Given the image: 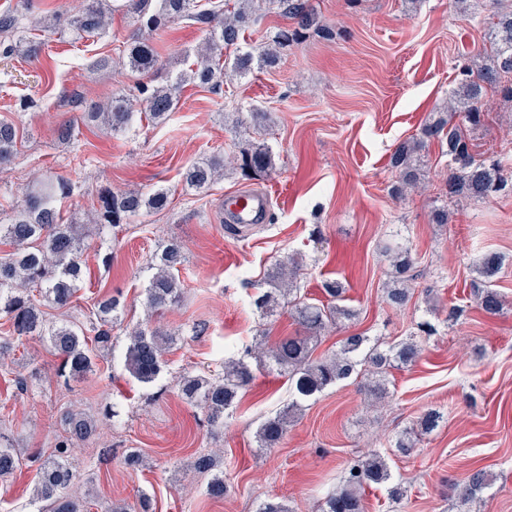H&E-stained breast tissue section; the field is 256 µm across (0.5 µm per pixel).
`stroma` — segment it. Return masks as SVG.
I'll list each match as a JSON object with an SVG mask.
<instances>
[{
    "instance_id": "1",
    "label": "stroma",
    "mask_w": 512,
    "mask_h": 512,
    "mask_svg": "<svg viewBox=\"0 0 512 512\" xmlns=\"http://www.w3.org/2000/svg\"><path fill=\"white\" fill-rule=\"evenodd\" d=\"M312 3L326 33L283 49L276 67L225 79L218 92L186 85L164 123L142 121L114 135L82 125L62 140L58 131L89 104L132 85L120 62L131 34L125 15L114 13L102 38L32 32L43 45L38 57L0 59V119L12 122L19 137L17 154L0 167V224L32 181L51 172L80 186L67 205L79 221L105 185L116 192H172L166 209L130 217L111 248L89 238L87 275L73 308L49 312L55 320H80L99 294H111L123 316L112 331L111 352L98 355L87 378L63 388L47 345L24 341L0 368V427L13 434L22 454L45 455L62 410L98 418L93 443L73 451L91 477V494L132 503L146 490L154 512H258L271 497L289 502L294 512H321L326 492L350 461L403 433L415 451L390 466L407 495L392 504L384 488H369L366 512H462L457 488L478 468L492 482L471 512H512V195L449 201L442 194L448 159L434 143L422 153L424 188L400 200L388 192L390 153L452 102L459 83L455 63L482 49L487 12L479 0L465 13L455 0ZM153 42L161 66L157 81L164 84L192 68L203 34L177 21L156 32ZM103 55L112 57L111 70H93ZM238 107L268 114L275 169L244 180L228 168L210 189L184 190L187 165L257 143V135L226 126L225 113ZM474 138L482 151L512 159V103L490 105ZM239 188L266 192L272 201L268 223L245 236L223 219L225 194ZM443 206L453 213L451 223H433L434 210ZM393 232L418 256L414 296L401 310L389 307L383 294L390 268L379 243ZM173 239L185 247L184 294L160 322L178 341L158 380L145 387L124 368L126 336L146 321V263ZM294 253L305 257L302 283L309 297L321 298L322 283L336 279L346 287L347 305L359 312L350 329L321 336L316 354L337 350L350 331L386 344L424 320L434 332L424 337L416 364L391 370L384 402L366 406L358 380L338 383L303 401L281 443L264 450L255 432L292 404L287 376L255 368L253 384L217 431L181 399L179 380L188 371L221 370L236 346L292 332L287 309L261 317L251 296L269 265ZM487 253L504 258L496 277L504 306L495 316L477 310L472 296L474 266ZM453 307L459 310L454 320L448 317ZM35 367L41 382L18 392L16 378ZM109 406L117 415L107 421ZM430 409L444 419L424 433L417 420ZM133 449L145 458L135 471L123 463ZM213 452L224 459L230 487L219 501L206 496L207 477L192 466L196 455Z\"/></svg>"
}]
</instances>
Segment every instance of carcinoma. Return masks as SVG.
Segmentation results:
<instances>
[{"instance_id":"1","label":"carcinoma","mask_w":512,"mask_h":512,"mask_svg":"<svg viewBox=\"0 0 512 512\" xmlns=\"http://www.w3.org/2000/svg\"><path fill=\"white\" fill-rule=\"evenodd\" d=\"M289 26L279 29L254 56L242 50L245 33L257 22L259 0H224L222 9L200 7L196 0H126L127 12L134 31L125 46L123 64L137 79L136 89L143 96L144 115L153 123L167 119L178 103L177 93L187 79L199 86L216 88L224 81V70L244 77L254 68L270 67L278 62L281 49L297 44L309 31H320L322 25L311 0H271ZM490 26L489 48L479 60L461 67L455 93L456 106L438 112L425 123L418 134L399 143L389 156V166L397 181L392 193L402 197L415 190L423 181L421 151L430 143L440 145L448 156V179L444 190L454 202L485 200L512 193V167L500 160L476 159L475 144L470 131L480 127L485 119V99L488 91L512 102V5L503 0H486ZM112 20L108 0H83L77 13L68 17L53 15L48 25L40 19L35 26L55 29L62 26L72 34L95 37L106 33ZM174 20H187L204 34V52L199 54L191 74H180L173 84L156 85L159 56L151 40L154 32ZM42 43L22 34L20 19L12 12L0 14V57L23 54L35 57ZM236 53L228 64L224 51ZM129 99L114 96L103 105L86 113L87 121L99 123L110 133H121L135 122ZM18 134L13 123L0 120V165L11 161L17 151ZM240 171L247 179L260 177L273 168L272 152L258 146L229 160L212 158L185 169L182 181L189 189L208 187L214 176L226 164ZM78 186L62 175H49L34 181L22 201L16 203L10 223L0 224V316L7 318L9 328L0 336V367L6 357L15 352L22 341L38 338L47 342L60 359L56 376L64 383L85 378L93 372L95 358L112 350V329L118 322V303L108 296L93 304L89 323L53 322L46 318L40 300L58 309L72 304L86 267L82 256L86 224H68L61 210L62 202L76 195ZM170 200V190L159 188L150 193H114L109 187L97 193V207L87 215L99 233L120 228L127 219L145 209L161 211ZM383 256L392 268V286L386 291V301L393 308H403L412 299L411 284L418 278L416 259L399 239L392 237L382 247ZM184 262L183 246L171 240L162 252L150 257L148 268L152 276L144 289L145 307L155 315L178 305L183 284L174 270ZM501 265L496 253L487 254L476 268L474 301L478 309L495 316L503 309L502 295L496 289L495 277ZM300 262L296 259L275 263L266 273L267 289L253 299L255 309L268 315L286 304L295 333L274 341L243 344L234 358L224 363V371H203L182 376L179 391L184 400L198 407L214 428L224 427V418L238 406L240 392L254 380L251 362H267L283 370L296 395L288 410L266 419L258 428L256 439L261 448L276 447L287 432L292 413L299 410V401L306 400L327 387L353 376L361 379L365 394L381 399L387 394L381 375L395 365H412L422 353V345L413 338L381 347L368 344V338L351 334L342 341L339 351L319 358L313 356L311 341L344 321L356 318V311L342 304L344 287L339 281L325 283L328 304H315L301 295L297 284ZM172 333L160 326L146 325L127 336L125 370L137 382L154 383L164 366V355L175 344ZM61 433L56 436L50 456H32L37 464L34 499L50 503L49 512H91L89 501L76 495L84 476L72 458L75 442L87 441L97 432L98 420L84 412L67 410L59 420ZM22 465L20 450L13 438L0 430V483H8ZM220 457L200 454L193 462L200 473H211L206 494L222 499L229 486L224 482ZM488 474L482 469L472 472L460 490L461 503L466 505L486 487ZM384 486L391 499L399 501L405 489L394 482L387 456L371 450L357 456L347 467L336 492L324 502L323 512H364L361 491L365 487Z\"/></svg>"}]
</instances>
